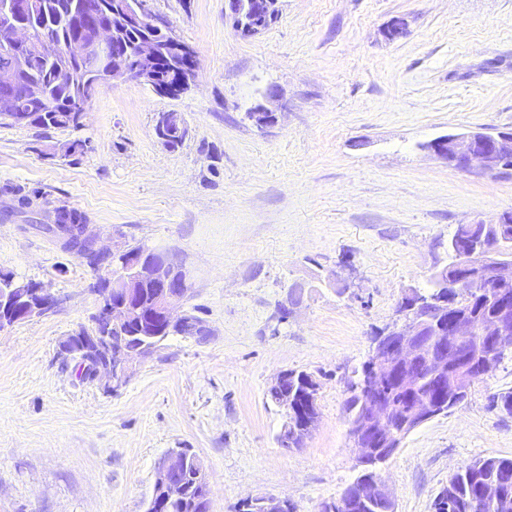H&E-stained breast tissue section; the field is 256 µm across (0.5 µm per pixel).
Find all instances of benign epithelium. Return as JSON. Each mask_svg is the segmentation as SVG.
Instances as JSON below:
<instances>
[{
  "label": "benign epithelium",
  "mask_w": 512,
  "mask_h": 512,
  "mask_svg": "<svg viewBox=\"0 0 512 512\" xmlns=\"http://www.w3.org/2000/svg\"><path fill=\"white\" fill-rule=\"evenodd\" d=\"M148 0H136L130 7L125 0L112 4L117 25L148 27L150 34L130 46L122 47L113 38L114 25L89 23L92 30L78 26L70 40L63 44L47 42L42 29L31 20L38 13V0H0V56L6 60L0 68V85L14 87L20 74L27 70L34 56L48 59H76L98 75L87 94L114 81H138L150 85L158 94L176 97L186 92L195 71L179 72L176 84L169 85L158 69L161 60L187 62L194 50L176 38L168 23L158 20L147 7ZM225 16L235 33L251 37L263 28L253 24L254 12H245L241 0H225ZM0 119L20 126L28 120L20 111L14 96H0ZM156 138L170 146L173 134L187 135L182 115L160 112L155 118ZM431 150L448 165L462 171L484 176L512 174V132L487 133L470 131L448 134L430 141ZM493 225H483L482 234L455 262L457 277L474 296H484L498 306V313L476 322L467 313L455 311L448 303V293L426 295L410 290L402 299L400 319L380 333L366 362V372L351 383L349 393L355 396L360 417L348 429L361 464L376 466L385 463L399 448L402 439L424 423L447 411L448 400L441 397L415 399L409 410L393 405L381 392L379 383L390 379L408 389L415 385L411 372L419 361L434 376L437 387L449 393L455 404H462L475 384L496 366L498 357L512 354V263L495 258L490 242ZM86 242L101 262L97 281L104 287L96 289L102 301L95 316V325L82 328L68 336L62 350L69 357L90 367V378L112 391L126 385L134 365L145 356L147 347L132 346L129 340L112 336V331L127 325L141 314L136 306L138 287L153 283L156 287L150 312L153 320L174 334L189 322L184 310L189 288L184 264L165 251H139L124 246L112 251L101 248L89 230V224L73 229ZM57 299L45 286L29 281L18 288L0 291V330L34 316L51 312ZM316 424V417H305L301 432L282 435L283 448H300ZM190 462L182 448L170 449L158 463L155 475L156 497L151 509H162L174 503H185L178 477ZM378 504L383 512H395V501L388 488L375 474L354 482L336 507L349 512L353 502ZM247 512H282L283 500L275 496L256 498L246 504ZM506 507L501 488L496 483L486 486L483 496L471 502V512H485Z\"/></svg>",
  "instance_id": "7a95c632"
}]
</instances>
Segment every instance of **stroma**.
Segmentation results:
<instances>
[{"mask_svg":"<svg viewBox=\"0 0 512 512\" xmlns=\"http://www.w3.org/2000/svg\"><path fill=\"white\" fill-rule=\"evenodd\" d=\"M149 6L197 55L188 91L100 87L77 129L0 120V272L59 300L0 331V512H146L172 448L202 460L210 512L267 495L320 512L359 475L344 404L376 334L447 265L458 225L512 210V176L449 168L428 147L512 131V0H280L253 38L224 0ZM259 104L274 123L248 119ZM168 111L188 130L175 149L154 133ZM73 140L84 151L52 155ZM23 197L32 218L5 216ZM60 205L103 247L182 261L208 336L169 337L117 392L82 379L60 343L92 325L100 296L41 229ZM285 369L320 384L317 424L292 450L266 396ZM505 390L511 357L403 439L380 470L396 512H435L462 466L512 457V415L489 406Z\"/></svg>","mask_w":512,"mask_h":512,"instance_id":"obj_1","label":"stroma"}]
</instances>
